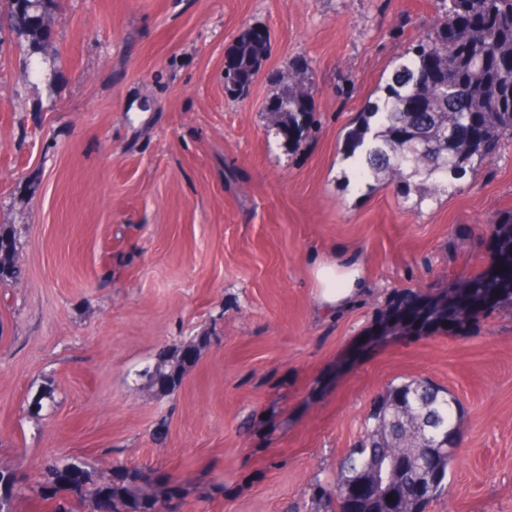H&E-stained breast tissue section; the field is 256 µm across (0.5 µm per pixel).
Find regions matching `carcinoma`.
<instances>
[{
    "label": "carcinoma",
    "instance_id": "carcinoma-1",
    "mask_svg": "<svg viewBox=\"0 0 512 512\" xmlns=\"http://www.w3.org/2000/svg\"><path fill=\"white\" fill-rule=\"evenodd\" d=\"M52 0H12L10 27L27 36L33 50L50 43ZM266 43L239 36L232 49L236 70L224 78L242 92L252 82ZM301 66L292 68L288 85L274 99L277 133L298 145L312 113ZM384 97L367 108L346 134L344 151L357 157L356 179L366 182L390 173L401 184L420 176L428 195L448 190L458 176L493 158L499 143L512 138V0H438V17L427 37L402 53L383 87ZM376 124H371V118ZM492 259L477 276L448 289L445 300H407L403 328H430L444 322L465 326L482 306L512 305V222L493 226ZM14 238L0 227V281L16 279ZM185 361L162 352L150 372L153 385L175 387ZM454 397L426 379L389 385L364 420L363 437L341 459L332 488L324 491L336 512H426L448 491V474L458 454ZM393 470L398 498L350 487L351 476L365 467ZM115 484H96L87 463L78 458L51 460L44 480L14 487L10 471L0 470V488L31 492L49 502L51 512H77L90 503L93 512H156L158 498L137 470L114 469Z\"/></svg>",
    "mask_w": 512,
    "mask_h": 512
}]
</instances>
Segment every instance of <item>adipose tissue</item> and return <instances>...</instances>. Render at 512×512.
Returning a JSON list of instances; mask_svg holds the SVG:
<instances>
[{
	"instance_id": "1",
	"label": "adipose tissue",
	"mask_w": 512,
	"mask_h": 512,
	"mask_svg": "<svg viewBox=\"0 0 512 512\" xmlns=\"http://www.w3.org/2000/svg\"><path fill=\"white\" fill-rule=\"evenodd\" d=\"M318 305L323 312L333 313L350 305L365 289L359 264L348 258L318 260L313 269Z\"/></svg>"
}]
</instances>
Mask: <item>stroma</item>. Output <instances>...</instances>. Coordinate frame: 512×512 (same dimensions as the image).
<instances>
[{
	"label": "stroma",
	"instance_id": "obj_1",
	"mask_svg": "<svg viewBox=\"0 0 512 512\" xmlns=\"http://www.w3.org/2000/svg\"><path fill=\"white\" fill-rule=\"evenodd\" d=\"M52 45L0 27V469L80 457L98 482L141 469L169 512H321L390 384L429 379L461 407L460 453L429 512H512V307L467 330L394 329L490 259L512 220V139L448 192L357 186L347 132L434 0H54ZM268 49L246 94L224 64ZM305 64L300 146L269 98ZM353 257L367 290L322 315L315 260ZM201 347L179 384L160 352ZM52 402L35 410L43 391ZM266 43L256 41L254 39L248 40L246 35L241 34L233 47L231 53L232 60L236 67L235 71L225 69L224 80L230 79L233 83H236L237 87H230L227 82L226 87L232 92H243L248 87V83H251L256 73V69L260 63L261 58L266 52ZM231 72L233 77L231 78ZM16 245L14 238L0 227V281L17 279L20 267L15 261ZM185 363L176 352H161L153 371L150 372L152 384L164 390L175 387L181 379Z\"/></svg>",
	"mask_w": 512,
	"mask_h": 512
}]
</instances>
